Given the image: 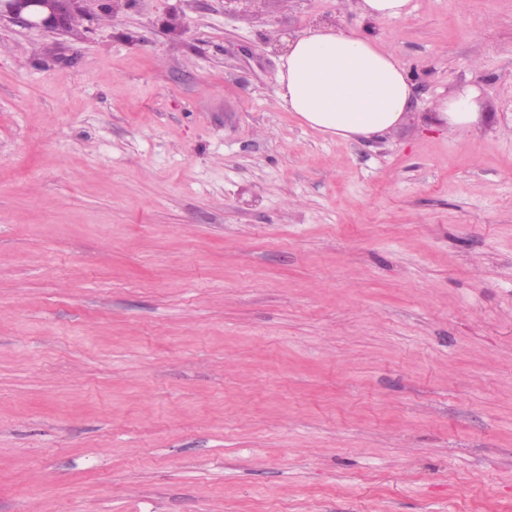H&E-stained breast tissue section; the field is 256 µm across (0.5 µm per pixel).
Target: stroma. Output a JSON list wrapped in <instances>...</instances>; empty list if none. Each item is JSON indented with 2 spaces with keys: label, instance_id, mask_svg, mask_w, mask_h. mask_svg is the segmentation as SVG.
<instances>
[{
  "label": "stroma",
  "instance_id": "35a3bbf8",
  "mask_svg": "<svg viewBox=\"0 0 512 512\" xmlns=\"http://www.w3.org/2000/svg\"><path fill=\"white\" fill-rule=\"evenodd\" d=\"M355 4L0 21V512H512V0ZM320 23L409 70L391 134L282 108ZM361 15L369 20L400 18L408 12L410 0H359ZM480 97L479 86L473 83L460 84L434 104L432 120L448 132L470 130L479 119Z\"/></svg>",
  "mask_w": 512,
  "mask_h": 512
}]
</instances>
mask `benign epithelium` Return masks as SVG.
<instances>
[{"label":"benign epithelium","instance_id":"7a95c632","mask_svg":"<svg viewBox=\"0 0 512 512\" xmlns=\"http://www.w3.org/2000/svg\"><path fill=\"white\" fill-rule=\"evenodd\" d=\"M96 0H0V20L11 19L30 28L64 31L68 18L90 12Z\"/></svg>","mask_w":512,"mask_h":512}]
</instances>
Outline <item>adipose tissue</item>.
I'll list each match as a JSON object with an SVG mask.
<instances>
[{"label":"adipose tissue","instance_id":"1","mask_svg":"<svg viewBox=\"0 0 512 512\" xmlns=\"http://www.w3.org/2000/svg\"><path fill=\"white\" fill-rule=\"evenodd\" d=\"M276 73L284 107L310 127L342 138L382 137L411 105L412 79L396 55L363 33L318 24L281 40ZM481 90L464 83L434 105L432 119L451 132L472 129Z\"/></svg>","mask_w":512,"mask_h":512}]
</instances>
